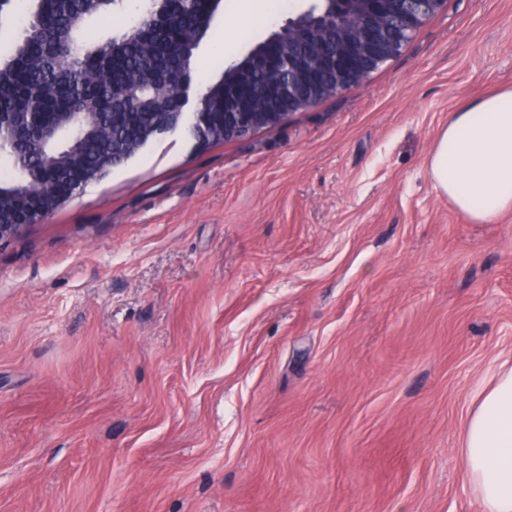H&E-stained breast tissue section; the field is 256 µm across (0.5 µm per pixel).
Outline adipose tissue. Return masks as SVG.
Instances as JSON below:
<instances>
[{
	"instance_id": "1",
	"label": "adipose tissue",
	"mask_w": 512,
	"mask_h": 512,
	"mask_svg": "<svg viewBox=\"0 0 512 512\" xmlns=\"http://www.w3.org/2000/svg\"><path fill=\"white\" fill-rule=\"evenodd\" d=\"M437 189L471 220L512 210V89L454 113L431 152ZM465 474L484 512H512V364L482 388L464 424Z\"/></svg>"
}]
</instances>
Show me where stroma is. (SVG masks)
<instances>
[{"mask_svg": "<svg viewBox=\"0 0 512 512\" xmlns=\"http://www.w3.org/2000/svg\"><path fill=\"white\" fill-rule=\"evenodd\" d=\"M504 88L512 0H448L363 83L160 136L0 243V512H483L463 424L512 360V211L474 223L428 159Z\"/></svg>", "mask_w": 512, "mask_h": 512, "instance_id": "1", "label": "stroma"}]
</instances>
